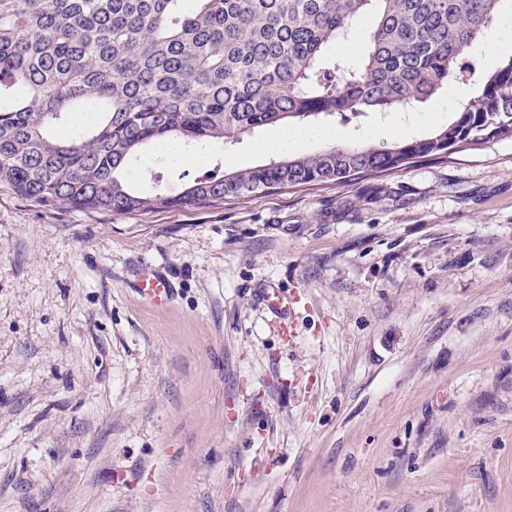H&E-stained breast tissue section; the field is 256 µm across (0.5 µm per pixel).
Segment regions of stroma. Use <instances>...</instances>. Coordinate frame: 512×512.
Here are the masks:
<instances>
[{"instance_id": "stroma-1", "label": "stroma", "mask_w": 512, "mask_h": 512, "mask_svg": "<svg viewBox=\"0 0 512 512\" xmlns=\"http://www.w3.org/2000/svg\"><path fill=\"white\" fill-rule=\"evenodd\" d=\"M447 107L328 127L386 144ZM274 132L143 148L135 184L268 163ZM0 512H512V138L147 214L0 186ZM137 292L152 305L166 304L171 299V291L166 281L150 269H144L139 273Z\"/></svg>"}]
</instances>
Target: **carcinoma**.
I'll return each instance as SVG.
<instances>
[{
    "mask_svg": "<svg viewBox=\"0 0 512 512\" xmlns=\"http://www.w3.org/2000/svg\"><path fill=\"white\" fill-rule=\"evenodd\" d=\"M183 2L0 0V185L39 205L144 214L351 182L512 137V56L464 62L505 0ZM460 83L476 90L424 137L280 157L178 197L126 179L146 145L413 111ZM83 110L99 114L93 128L55 133Z\"/></svg>",
    "mask_w": 512,
    "mask_h": 512,
    "instance_id": "1",
    "label": "carcinoma"
}]
</instances>
